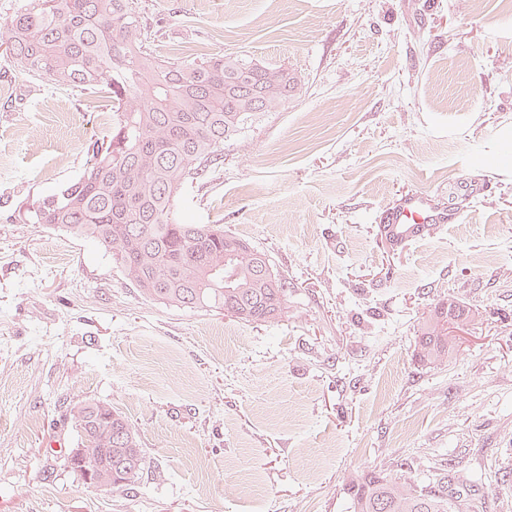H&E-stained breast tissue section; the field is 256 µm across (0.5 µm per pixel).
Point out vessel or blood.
Returning <instances> with one entry per match:
<instances>
[{"label":"vessel or blood","instance_id":"vessel-or-blood-1","mask_svg":"<svg viewBox=\"0 0 512 512\" xmlns=\"http://www.w3.org/2000/svg\"><path fill=\"white\" fill-rule=\"evenodd\" d=\"M457 220V213L437 208L427 194L411 192L401 196L387 213L383 237L390 245L398 246L425 236L436 225L453 224Z\"/></svg>","mask_w":512,"mask_h":512}]
</instances>
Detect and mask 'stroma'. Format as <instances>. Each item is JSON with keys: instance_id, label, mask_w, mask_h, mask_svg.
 <instances>
[{"instance_id": "35a3bbf8", "label": "stroma", "mask_w": 512, "mask_h": 512, "mask_svg": "<svg viewBox=\"0 0 512 512\" xmlns=\"http://www.w3.org/2000/svg\"><path fill=\"white\" fill-rule=\"evenodd\" d=\"M141 5L161 57L244 54L300 79L176 200L269 255L288 314L151 300L92 240L16 223L81 175L112 103L0 50V512H348L372 470L448 475L463 512H512V0ZM408 190L463 213L394 249L380 219ZM446 296L474 318L426 365L416 336ZM89 399L138 434L132 489L67 464Z\"/></svg>"}]
</instances>
